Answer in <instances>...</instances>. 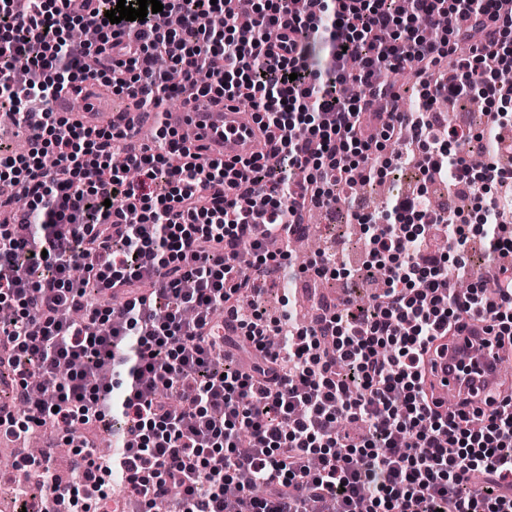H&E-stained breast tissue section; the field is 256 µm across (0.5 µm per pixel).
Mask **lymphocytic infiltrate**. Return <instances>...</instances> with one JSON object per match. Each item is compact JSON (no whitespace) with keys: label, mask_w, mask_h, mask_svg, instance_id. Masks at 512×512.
<instances>
[{"label":"lymphocytic infiltrate","mask_w":512,"mask_h":512,"mask_svg":"<svg viewBox=\"0 0 512 512\" xmlns=\"http://www.w3.org/2000/svg\"><path fill=\"white\" fill-rule=\"evenodd\" d=\"M0 0V106L30 149L0 145V180L27 206L0 199V344L26 415L18 438L48 420L62 437L86 424L125 433L101 464L94 441L71 439L75 478L51 457L22 460L65 512H152L179 488L177 512H512V389L484 409L441 412L424 386L435 342L482 325L512 343V168L473 162L472 130L436 103L479 100L481 135L512 142V10L504 0H259L246 25L215 30L232 0H160L144 20L110 22L113 0ZM92 27L98 43L72 38ZM323 67L305 64L312 42ZM166 57L185 80L210 72L197 101H247L266 142L250 158L200 159L161 122L156 147L132 132L57 116L65 90L110 87L140 107L178 90L156 72ZM456 62L446 77L429 70ZM25 59L17 70V59ZM415 67V109L396 100L391 71ZM358 84L352 99L345 85ZM397 143L381 157L385 142ZM418 162L468 208L431 213L424 186L396 194L367 225L361 265L386 277L359 304L319 309L293 328L245 305L275 286L311 211L336 206L351 172L365 179ZM500 265L492 284L456 285L470 235Z\"/></svg>","instance_id":"f902f5d3"}]
</instances>
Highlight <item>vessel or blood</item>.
<instances>
[{
    "label": "vessel or blood",
    "mask_w": 512,
    "mask_h": 512,
    "mask_svg": "<svg viewBox=\"0 0 512 512\" xmlns=\"http://www.w3.org/2000/svg\"><path fill=\"white\" fill-rule=\"evenodd\" d=\"M174 122L177 132L191 131L194 141L210 145L224 157L245 158L256 150L253 113L236 105L197 103L178 113ZM511 355L504 349L485 346L482 334L465 329L440 348L428 382L435 395L449 391L455 398L476 403L500 383L502 362Z\"/></svg>",
    "instance_id": "1"
}]
</instances>
